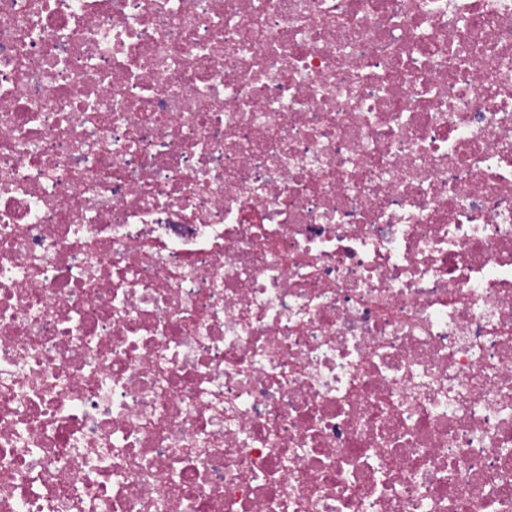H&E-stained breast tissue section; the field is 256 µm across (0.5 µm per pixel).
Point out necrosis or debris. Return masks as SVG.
<instances>
[{
    "label": "necrosis or debris",
    "mask_w": 512,
    "mask_h": 512,
    "mask_svg": "<svg viewBox=\"0 0 512 512\" xmlns=\"http://www.w3.org/2000/svg\"><path fill=\"white\" fill-rule=\"evenodd\" d=\"M0 512H512V0H0Z\"/></svg>",
    "instance_id": "1"
}]
</instances>
